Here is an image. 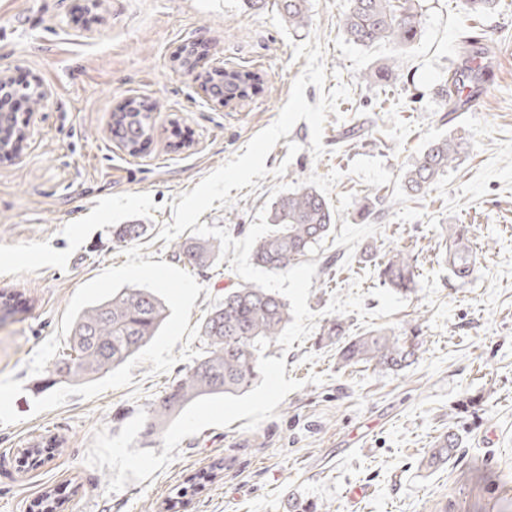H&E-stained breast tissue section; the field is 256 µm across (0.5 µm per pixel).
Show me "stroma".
I'll list each match as a JSON object with an SVG mask.
<instances>
[{
	"mask_svg": "<svg viewBox=\"0 0 512 512\" xmlns=\"http://www.w3.org/2000/svg\"><path fill=\"white\" fill-rule=\"evenodd\" d=\"M422 32L385 69L391 44L346 41V0H309L293 30L274 0H0V76L20 98L25 137L0 157V293L26 305L0 320V512H28L58 491L64 512H160L214 459L219 480L187 512H288L295 495L328 512H512V0L467 14L461 0H422ZM502 45L491 85L463 112L441 86L457 43ZM196 41L203 68L256 72L245 100L223 104L173 60ZM155 106L150 138L129 154L112 134L130 98ZM363 125L360 136L340 135ZM440 136L468 153L422 196L403 170ZM316 187L337 213L308 259L272 274L250 259L280 195ZM369 200L361 219L357 204ZM116 224H143L128 245ZM443 224H464L476 254L469 283L448 276ZM188 237L224 254L199 269L178 261ZM416 258L413 291L380 285L389 251ZM278 293L290 321L265 351L250 391L204 400L151 439L143 410L203 352L199 326L225 289ZM123 288H153L169 307L156 336L123 366L51 384L74 316ZM349 335L419 327L425 343L398 372L341 366L327 321ZM482 394L475 415L459 400ZM464 453L428 472L420 461L452 424ZM57 438L44 462L24 448Z\"/></svg>",
	"mask_w": 512,
	"mask_h": 512,
	"instance_id": "1",
	"label": "stroma"
}]
</instances>
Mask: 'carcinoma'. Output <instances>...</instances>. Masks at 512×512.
I'll list each match as a JSON object with an SVG mask.
<instances>
[{"mask_svg": "<svg viewBox=\"0 0 512 512\" xmlns=\"http://www.w3.org/2000/svg\"><path fill=\"white\" fill-rule=\"evenodd\" d=\"M280 15L288 27L303 28L308 20V0H277ZM419 0H348L341 17L348 41L360 47L388 42L403 49L413 44L419 33ZM489 49L468 37L459 43L461 66L448 74L441 94L448 111L455 112L467 87L483 83ZM198 79L218 89L224 101L240 100L251 94L260 77L251 71L218 69L198 74ZM152 112L142 102L131 101L115 114L112 132L135 154L150 136ZM460 138L444 137L430 142L406 168L401 185L408 195L424 194L448 173L465 153ZM272 230L258 240L251 259L271 273H281L296 261L313 253L333 231L337 216L327 198L312 186H301L279 196L271 205ZM146 232L143 224H119L112 237L126 245ZM440 236L448 245V271L460 284L468 283L475 271L476 256L462 224L440 225ZM223 255L222 243L210 239H187L176 245V256L198 268L209 267ZM380 282L398 292L412 289L416 277L414 257L397 250L382 265ZM167 318V308L156 291L123 288L82 311L73 319L69 345L71 353L54 366L61 382H80L115 369L132 359L146 346ZM288 304L268 288L240 286L224 292V299L211 309L200 326L206 350L169 391L146 406L143 435L151 437L176 419L184 409L206 398L249 391L264 374V349L288 325ZM327 338L338 344V356L345 366L369 364L386 371H398L418 359L423 346L420 336H400L378 329L361 336H345L343 322L336 319L327 328ZM462 435L450 426L421 460L426 470H437L461 452ZM224 471V459L211 462L187 479L166 502V512H176L183 498L216 481Z\"/></svg>", "mask_w": 512, "mask_h": 512, "instance_id": "1", "label": "carcinoma"}]
</instances>
